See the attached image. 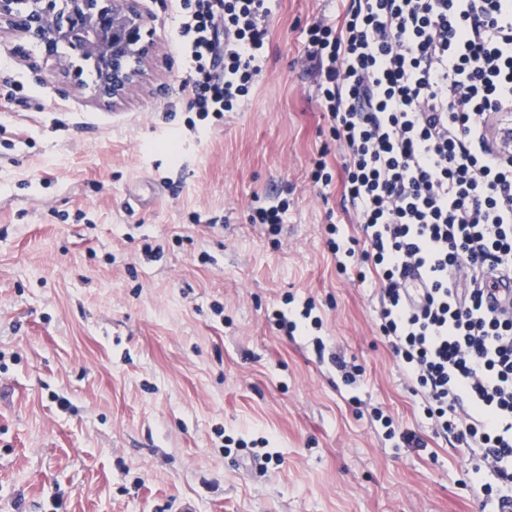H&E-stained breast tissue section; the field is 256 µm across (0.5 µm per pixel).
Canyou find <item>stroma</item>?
Listing matches in <instances>:
<instances>
[{"label":"stroma","instance_id":"stroma-1","mask_svg":"<svg viewBox=\"0 0 512 512\" xmlns=\"http://www.w3.org/2000/svg\"><path fill=\"white\" fill-rule=\"evenodd\" d=\"M144 3L156 58L115 107L0 38V512H488L378 331L379 289L327 248L358 228L311 179L340 155L303 30L336 0H273L249 101L203 121L179 96L180 2ZM282 199L279 234L250 223ZM310 299L320 328L285 336L274 313Z\"/></svg>","mask_w":512,"mask_h":512}]
</instances>
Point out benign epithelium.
<instances>
[{"label": "benign epithelium", "mask_w": 512, "mask_h": 512, "mask_svg": "<svg viewBox=\"0 0 512 512\" xmlns=\"http://www.w3.org/2000/svg\"><path fill=\"white\" fill-rule=\"evenodd\" d=\"M0 0V35L11 34L42 49L57 74L73 75L71 58L91 60L100 78L92 95L114 105L142 87L155 52L147 40L155 17L143 0ZM64 43L71 56L58 54Z\"/></svg>", "instance_id": "1"}]
</instances>
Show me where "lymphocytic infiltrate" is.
Here are the masks:
<instances>
[{"label": "lymphocytic infiltrate", "mask_w": 512, "mask_h": 512, "mask_svg": "<svg viewBox=\"0 0 512 512\" xmlns=\"http://www.w3.org/2000/svg\"><path fill=\"white\" fill-rule=\"evenodd\" d=\"M270 0H183L179 84L200 118L237 112L262 72ZM359 236L330 225L339 270L360 257L378 326L437 434L512 499V0H339L305 31Z\"/></svg>", "instance_id": "1"}]
</instances>
